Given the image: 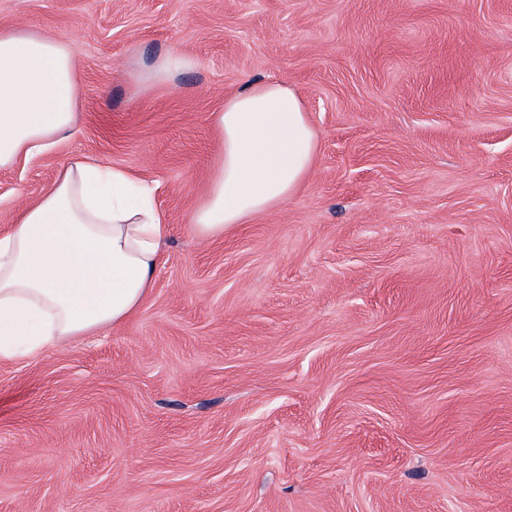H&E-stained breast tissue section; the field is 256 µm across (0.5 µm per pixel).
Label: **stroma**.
<instances>
[{"mask_svg": "<svg viewBox=\"0 0 512 512\" xmlns=\"http://www.w3.org/2000/svg\"><path fill=\"white\" fill-rule=\"evenodd\" d=\"M72 41L71 137L0 169V234L77 155L144 172L163 264L125 322L0 362V512H512V0H0ZM177 50L164 84L132 72ZM287 82L279 210L189 228L210 114Z\"/></svg>", "mask_w": 512, "mask_h": 512, "instance_id": "35a3bbf8", "label": "stroma"}]
</instances>
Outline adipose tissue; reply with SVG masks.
Here are the masks:
<instances>
[{
    "label": "adipose tissue",
    "instance_id": "1",
    "mask_svg": "<svg viewBox=\"0 0 512 512\" xmlns=\"http://www.w3.org/2000/svg\"><path fill=\"white\" fill-rule=\"evenodd\" d=\"M80 107L72 44L0 30V169L67 140ZM221 145L190 214L199 237L223 235L283 206L306 182L318 135L301 98L252 80L211 114ZM168 224L145 175L79 155L0 235V361L125 322L148 298Z\"/></svg>",
    "mask_w": 512,
    "mask_h": 512
}]
</instances>
